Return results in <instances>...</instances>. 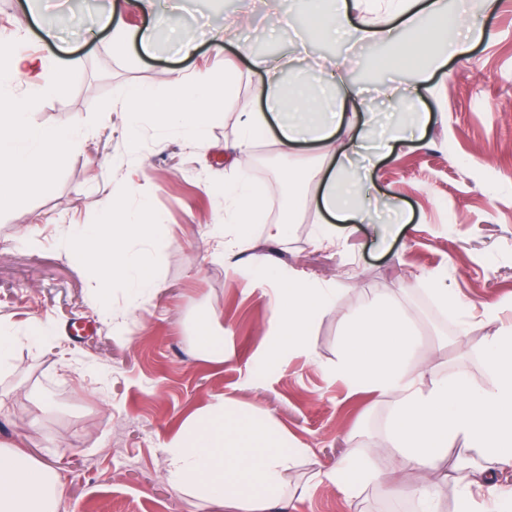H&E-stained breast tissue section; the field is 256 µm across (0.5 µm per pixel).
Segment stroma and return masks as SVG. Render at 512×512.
Returning a JSON list of instances; mask_svg holds the SVG:
<instances>
[{
	"label": "stroma",
	"mask_w": 512,
	"mask_h": 512,
	"mask_svg": "<svg viewBox=\"0 0 512 512\" xmlns=\"http://www.w3.org/2000/svg\"><path fill=\"white\" fill-rule=\"evenodd\" d=\"M107 6L108 0H0V51L13 47L16 20L31 10L37 23L26 32L24 50L67 62L58 91L31 109V124L85 133L49 188L32 182L0 209V321L23 332L37 317L56 334L47 346L16 343L13 371L0 375V440L29 448L58 470L66 512H213L204 499L168 484L163 445L187 415L226 397L269 410L308 449L285 478L308 493L288 512H414L406 491L373 483L349 499L316 477L353 449L371 452L380 471L395 461L386 424L397 394L355 391L336 378L344 317L372 299L390 301L412 324L415 362L448 377L462 369L474 385L490 386L482 365L486 323L473 318L468 334H460L454 314L416 277L436 274L449 295L476 305L498 302L501 319L512 320V0L481 9L491 39L435 72L419 101L429 125L377 160L372 198L396 201L412 216L385 248L365 224L336 225L331 241H320L323 217L308 186L287 234L272 239L254 227L235 266L225 264L207 231L226 219L224 145L236 137L243 113L260 107L252 96L257 76L241 48L263 41L270 58L288 56L293 33L277 18L287 9L302 25L303 0H157V18L195 37L188 53L165 37L150 53L135 41L117 50L112 29L96 25ZM219 30L226 39L217 47L209 34ZM393 51L343 38L312 42L321 63L345 57L347 81L381 90L412 81L380 68ZM228 61L236 86L205 145L170 133L160 147L154 129L141 128L137 197L165 226L159 288L136 302L124 291L113 294V320L124 326L113 335L98 314L93 277L65 240L70 225L92 224L98 197L123 185L131 123L118 91L132 84L159 91L164 73L218 72ZM254 255L282 273L336 288L334 308L308 330L310 354L266 359L276 334L275 295L271 285L255 286ZM76 318L93 324V333L66 335ZM204 319L224 338V362L194 346ZM43 395L54 407L39 415L35 402Z\"/></svg>",
	"instance_id": "1"
}]
</instances>
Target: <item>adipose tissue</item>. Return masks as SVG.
I'll list each match as a JSON object with an SVG mask.
<instances>
[{
	"mask_svg": "<svg viewBox=\"0 0 512 512\" xmlns=\"http://www.w3.org/2000/svg\"><path fill=\"white\" fill-rule=\"evenodd\" d=\"M309 31L323 40L348 35L354 42H396V52L382 67L411 71L427 84L439 66L435 47L458 58L468 57L474 43L490 39L485 26L467 25L449 14L445 0H307ZM406 38L396 41L397 29ZM250 64L260 79L253 95L256 112L245 113L241 131L230 146L234 176L224 182V210L234 237L224 243L232 256L236 239L262 220L264 196L249 177V165L262 133H271L280 154L302 142L321 152L317 205L341 224H366L370 205L366 184L354 159L364 149L375 121L373 98L359 85L346 86L332 104L313 92L289 89L282 65L261 56ZM60 60L14 48L0 63V208L10 205L33 171L51 172L76 148L72 129L32 126L31 106L51 96L58 86ZM396 113L388 127L390 143L408 142L411 130L425 128L428 113L418 100L400 92L387 97ZM336 291L299 276H279L276 290V354L309 352L308 328L326 314ZM493 330L482 344L484 367L493 384L474 387L466 372L449 378L430 375L428 367H409L416 346L404 313L392 303L371 302L347 314L344 347L336 372L358 390L383 395L399 393L386 429L396 461L387 473L377 472L366 454L353 451L326 471L325 477L347 497L371 483L393 484L398 477L422 474L410 487L420 512H440L442 487L432 480L440 463L457 444L474 451L478 479L457 477L455 512H512V494L494 493L495 473L512 467V323H501L494 303L480 307ZM166 478L177 490L195 489L216 512H270L273 505L302 498V487L286 488L285 475L304 456L270 413L244 412L226 400L206 405L188 417L164 446ZM0 512H64L58 471L21 449L0 441Z\"/></svg>",
	"mask_w": 512,
	"mask_h": 512,
	"instance_id": "ef3b65f1",
	"label": "adipose tissue"
}]
</instances>
